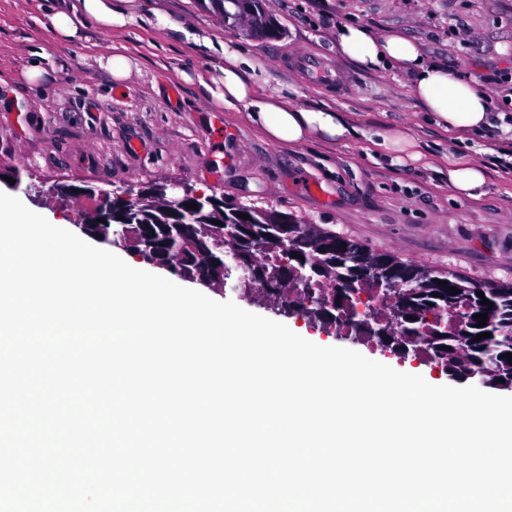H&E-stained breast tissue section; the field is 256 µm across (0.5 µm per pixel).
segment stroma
<instances>
[{
    "label": "stroma",
    "instance_id": "1",
    "mask_svg": "<svg viewBox=\"0 0 512 512\" xmlns=\"http://www.w3.org/2000/svg\"><path fill=\"white\" fill-rule=\"evenodd\" d=\"M280 36L252 40L267 87L289 85L298 104L325 103L346 112L358 133L336 144H271L232 109L218 110L177 70L220 63L203 57L177 33L132 25L120 37L87 43L57 41L46 0H0V191L52 225L73 229L88 197H57L60 186L113 189L180 181L234 204L272 206L299 221L478 281L512 280V133L492 123L457 136L426 118L408 75L366 71L338 54L339 24L357 22L377 35L399 32L417 41L427 62L474 77L492 97L512 92V0H261ZM172 21L217 28L241 41L202 0H144ZM136 50L137 73L127 89H110L98 57L113 40ZM42 48L58 69L42 88L21 79L29 48ZM413 129L427 164L395 165L374 145L373 132ZM463 153L488 171L479 199L452 197L442 158ZM306 340L357 351L433 385L449 384L431 364L386 347L327 336L288 317Z\"/></svg>",
    "mask_w": 512,
    "mask_h": 512
}]
</instances>
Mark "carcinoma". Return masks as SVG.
I'll return each instance as SVG.
<instances>
[{
  "mask_svg": "<svg viewBox=\"0 0 512 512\" xmlns=\"http://www.w3.org/2000/svg\"><path fill=\"white\" fill-rule=\"evenodd\" d=\"M232 4L229 10L226 4ZM212 10L224 21L240 29L243 34L260 38L276 37L280 27L268 18L261 8V0H211ZM119 217L127 216L126 225L149 235L157 253L170 238H180L187 245L182 261L183 274L194 278L210 276L221 282L228 272L237 267L245 269L254 278L280 280V273L300 276L307 300L334 314L341 310L350 316L349 309L360 302L359 295L375 290L383 279L399 284L396 290L378 289V294L392 300L393 317L388 322L391 344L399 346L400 331L409 330L425 339L432 350L430 361L440 364L451 376L475 374L488 384L503 389L512 388V281L481 282L411 262L394 255L377 253L361 243L339 236L316 224H303L273 209L243 205H224L214 213H182L169 218L161 208L140 212L121 199L112 196L99 202L96 217L107 210ZM249 215L244 220L238 217ZM223 225H217V222ZM233 230L236 240L224 243V231ZM288 238L291 249L283 254L282 238ZM261 247L271 261L257 260L256 247ZM298 253L302 259L292 257ZM443 284H438V281ZM329 284L331 295L317 296L312 286ZM459 293L451 295L447 288ZM493 302L480 304L477 292ZM459 313L456 331L447 336L444 328L448 316ZM478 313L488 314L486 325L479 326L474 318ZM483 332L491 337L476 342ZM504 379L498 383L497 379Z\"/></svg>",
  "mask_w": 512,
  "mask_h": 512,
  "instance_id": "obj_1",
  "label": "carcinoma"
}]
</instances>
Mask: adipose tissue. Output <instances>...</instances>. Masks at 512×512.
I'll use <instances>...</instances> for the list:
<instances>
[{
    "label": "adipose tissue",
    "instance_id": "ef3b65f1",
    "mask_svg": "<svg viewBox=\"0 0 512 512\" xmlns=\"http://www.w3.org/2000/svg\"><path fill=\"white\" fill-rule=\"evenodd\" d=\"M50 20L58 39L88 40L90 30L125 31L133 23L144 27H169L159 9L144 10L142 0H64ZM203 51L220 52L222 64L198 72L196 82L217 109L232 108L271 142L302 146L311 142H340L354 136L355 127L330 105H300L291 102L284 89L260 85L258 66L238 44L224 41L216 33L192 36ZM336 47L361 69L399 71L412 80L414 98L433 123L445 131L477 132L493 120V103L474 79L454 76L438 64L422 59L418 42L397 33L373 35L359 23H343L336 29ZM448 187L457 197L477 198L487 182L483 163L465 158L447 160Z\"/></svg>",
    "mask_w": 512,
    "mask_h": 512
}]
</instances>
